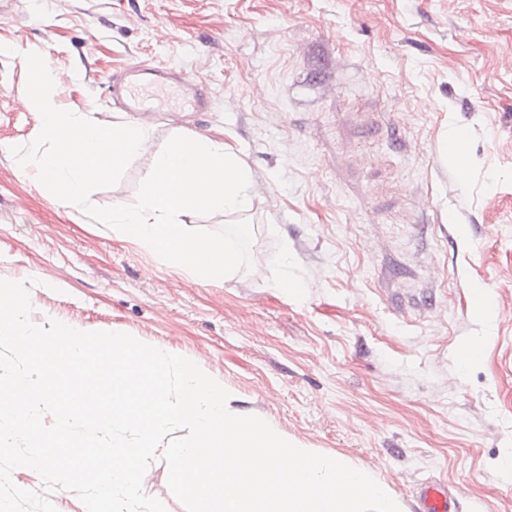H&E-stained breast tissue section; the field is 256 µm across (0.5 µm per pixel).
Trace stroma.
<instances>
[{
  "instance_id": "stroma-1",
  "label": "stroma",
  "mask_w": 512,
  "mask_h": 512,
  "mask_svg": "<svg viewBox=\"0 0 512 512\" xmlns=\"http://www.w3.org/2000/svg\"><path fill=\"white\" fill-rule=\"evenodd\" d=\"M29 52L62 109L105 125L131 117L107 85L139 61L203 85L199 113L180 84L139 88L145 150L90 200L133 202L174 133L224 139L255 176L248 266L199 285L40 191L10 152L42 124L21 104ZM0 278L35 279L33 323L189 358L407 512L429 479L461 488V512H512V0H17L0 14Z\"/></svg>"
}]
</instances>
